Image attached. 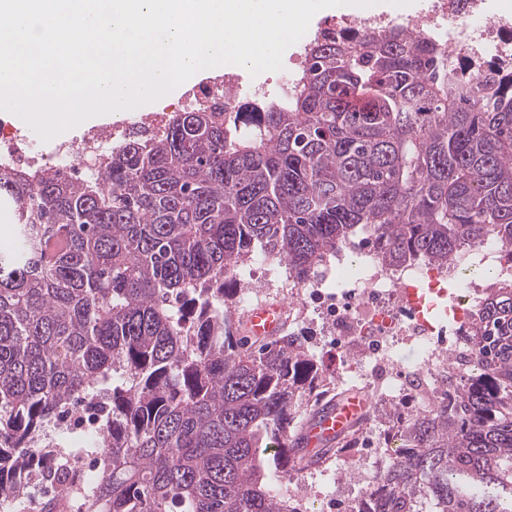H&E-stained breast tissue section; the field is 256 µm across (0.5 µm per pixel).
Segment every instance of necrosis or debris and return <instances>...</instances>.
I'll return each mask as SVG.
<instances>
[{
    "label": "necrosis or debris",
    "instance_id": "1",
    "mask_svg": "<svg viewBox=\"0 0 512 512\" xmlns=\"http://www.w3.org/2000/svg\"><path fill=\"white\" fill-rule=\"evenodd\" d=\"M393 29L447 50L448 67L455 73H512V9L501 8L498 0H423L420 8L399 18L378 9H356L321 21L298 41L278 79L298 81L305 51L314 40ZM268 95L266 82L243 86L235 66L228 64L223 76L187 89L170 110L220 103L229 112L246 102L261 104ZM129 128V123L111 122L92 127L77 139L44 143L1 113L0 165L27 170L61 167L83 178L87 154L107 156ZM235 277L243 284L239 300L244 304L255 295L253 281L280 282L294 324L305 325L308 315H315L324 335L332 337L337 384L362 383L371 399L362 433L339 454L335 467L321 464L304 479H282V494L308 499L311 512H375L379 475L398 455L392 442L376 440V433L391 430V413L405 419L452 403L456 385L470 374L473 313L492 279H512V254L496 238L487 237L444 265L426 259L389 265L381 262L364 234L338 250L333 260L314 266L305 280L289 275L283 260L269 257L238 269ZM407 346L418 353L411 365L400 357ZM73 434L95 442L102 439L90 400L69 412L55 442L59 463L79 474L97 471L95 458L68 450L67 439Z\"/></svg>",
    "mask_w": 512,
    "mask_h": 512
}]
</instances>
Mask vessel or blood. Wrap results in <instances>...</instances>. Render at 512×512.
<instances>
[{"mask_svg":"<svg viewBox=\"0 0 512 512\" xmlns=\"http://www.w3.org/2000/svg\"><path fill=\"white\" fill-rule=\"evenodd\" d=\"M284 327L285 309L277 302L257 303L246 312L243 321L245 335L257 341L280 336ZM368 410V397L357 391L345 392L326 402L303 427L297 456L308 459L335 445L357 427Z\"/></svg>","mask_w":512,"mask_h":512,"instance_id":"1","label":"vessel or blood"}]
</instances>
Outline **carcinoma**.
Returning <instances> with one entry per match:
<instances>
[{
    "instance_id": "1",
    "label": "carcinoma",
    "mask_w": 512,
    "mask_h": 512,
    "mask_svg": "<svg viewBox=\"0 0 512 512\" xmlns=\"http://www.w3.org/2000/svg\"><path fill=\"white\" fill-rule=\"evenodd\" d=\"M0 501L47 430L102 396L85 512H298L277 486L294 425L331 382L303 335L248 345L234 272L259 255L304 278L367 226L389 262L512 247V75L458 79L404 31L313 43L283 104L174 112L105 171L0 169ZM476 372L399 427L377 512H512V280L487 289Z\"/></svg>"
}]
</instances>
